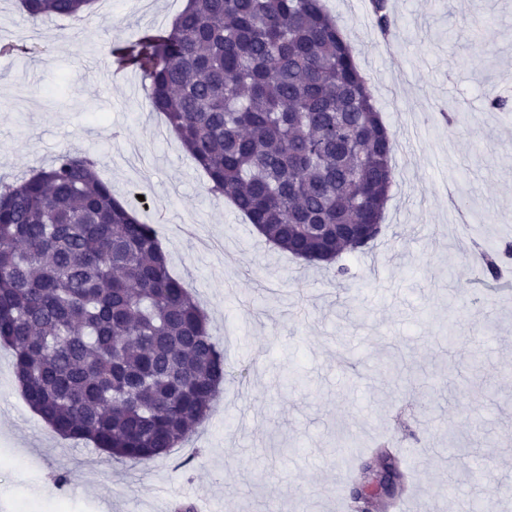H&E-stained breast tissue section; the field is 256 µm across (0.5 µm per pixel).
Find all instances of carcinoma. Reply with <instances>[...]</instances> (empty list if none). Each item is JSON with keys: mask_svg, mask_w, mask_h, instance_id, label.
Instances as JSON below:
<instances>
[{"mask_svg": "<svg viewBox=\"0 0 512 512\" xmlns=\"http://www.w3.org/2000/svg\"><path fill=\"white\" fill-rule=\"evenodd\" d=\"M93 0H21L27 19H80ZM391 27L387 0H372ZM205 171L209 192L311 265L365 247L334 224H380L394 134L323 0H189L160 34L113 51ZM490 110L512 99L489 89ZM499 280L512 245H479ZM0 345L30 408L56 433L119 460L162 458L219 399L224 353L153 225L112 193L97 160L65 151L0 180Z\"/></svg>", "mask_w": 512, "mask_h": 512, "instance_id": "carcinoma-1", "label": "carcinoma"}]
</instances>
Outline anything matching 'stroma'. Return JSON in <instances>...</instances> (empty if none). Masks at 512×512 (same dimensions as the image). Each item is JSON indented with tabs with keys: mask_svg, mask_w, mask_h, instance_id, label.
<instances>
[{
	"mask_svg": "<svg viewBox=\"0 0 512 512\" xmlns=\"http://www.w3.org/2000/svg\"><path fill=\"white\" fill-rule=\"evenodd\" d=\"M183 3L119 0L104 18L34 25L0 0V41L40 48L0 68V179L66 149L97 158L115 195L157 223L231 366L189 441L135 463L53 432L0 346V512H336L385 436L406 475L398 495L419 512L477 500L512 512V258L504 289L471 271L474 242L512 240V113L484 97L512 75V0H388L385 34L368 0H326L382 122L413 144L394 154L381 234L344 254L342 281L212 197L141 73L116 72L112 49L169 27ZM463 101L468 121L449 126ZM459 434L467 449L449 454Z\"/></svg>",
	"mask_w": 512,
	"mask_h": 512,
	"instance_id": "1",
	"label": "stroma"
}]
</instances>
